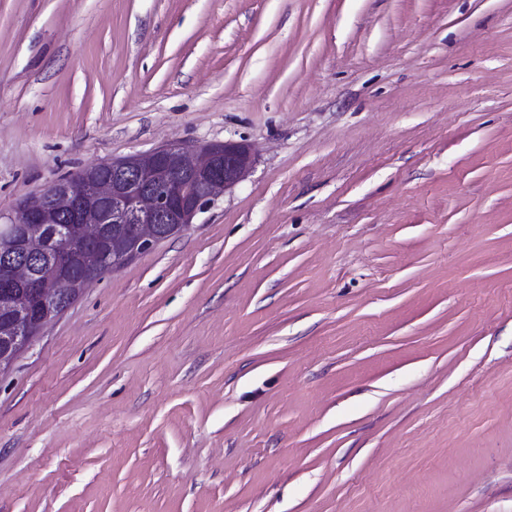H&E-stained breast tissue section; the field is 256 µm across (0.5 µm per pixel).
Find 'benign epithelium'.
<instances>
[{
    "label": "benign epithelium",
    "mask_w": 512,
    "mask_h": 512,
    "mask_svg": "<svg viewBox=\"0 0 512 512\" xmlns=\"http://www.w3.org/2000/svg\"><path fill=\"white\" fill-rule=\"evenodd\" d=\"M254 163L250 144L177 143L112 161V177L78 173L25 199L0 224V374L99 279L96 245L107 224H135L131 260L180 234Z\"/></svg>",
    "instance_id": "obj_1"
}]
</instances>
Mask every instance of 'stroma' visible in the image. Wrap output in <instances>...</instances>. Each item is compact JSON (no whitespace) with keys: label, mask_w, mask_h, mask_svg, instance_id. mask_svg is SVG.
I'll return each mask as SVG.
<instances>
[{"label":"stroma","mask_w":512,"mask_h":512,"mask_svg":"<svg viewBox=\"0 0 512 512\" xmlns=\"http://www.w3.org/2000/svg\"><path fill=\"white\" fill-rule=\"evenodd\" d=\"M224 140L0 374V512H512V0H0V214Z\"/></svg>","instance_id":"35a3bbf8"}]
</instances>
